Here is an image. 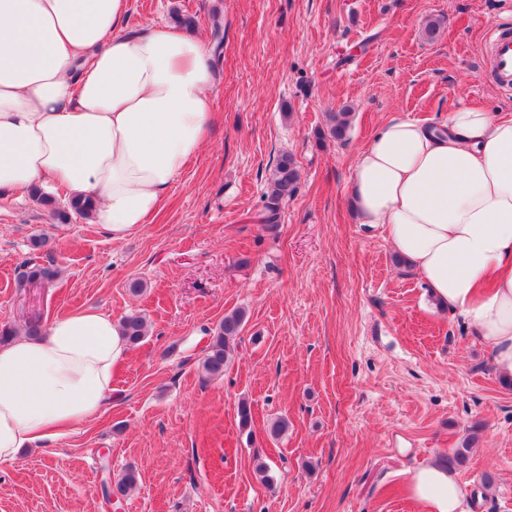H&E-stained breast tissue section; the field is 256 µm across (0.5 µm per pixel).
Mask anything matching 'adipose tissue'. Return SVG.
Here are the masks:
<instances>
[{"label":"adipose tissue","mask_w":512,"mask_h":512,"mask_svg":"<svg viewBox=\"0 0 512 512\" xmlns=\"http://www.w3.org/2000/svg\"><path fill=\"white\" fill-rule=\"evenodd\" d=\"M128 9L0 0V191L93 195L115 241L197 158L216 86L202 42L166 25L124 29ZM349 202L512 375V114L461 105L442 131L389 120L357 157ZM127 352L118 321L95 310L1 346L0 463L96 416ZM408 489L425 512H464L466 488L442 464L413 471Z\"/></svg>","instance_id":"obj_1"}]
</instances>
